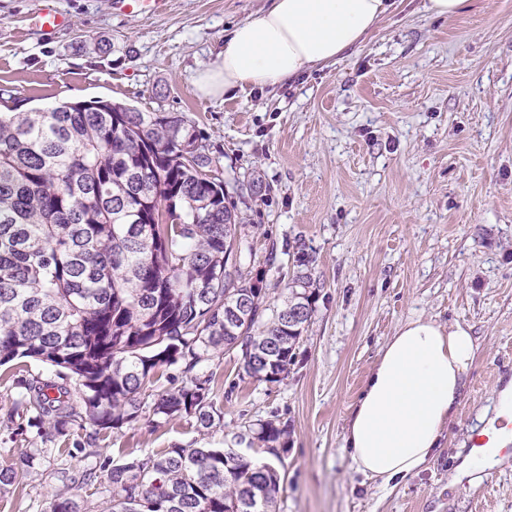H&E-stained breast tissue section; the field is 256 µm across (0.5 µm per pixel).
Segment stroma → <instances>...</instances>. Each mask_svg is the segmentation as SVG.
<instances>
[{
  "mask_svg": "<svg viewBox=\"0 0 512 512\" xmlns=\"http://www.w3.org/2000/svg\"><path fill=\"white\" fill-rule=\"evenodd\" d=\"M42 0H0V112L104 98L193 120L246 227L245 270L277 300L292 255L313 258L315 312L287 378L249 377L240 351L207 361L223 419L143 413L100 436L120 464L176 445L265 458L258 424L288 429L277 512H512V463L450 484L473 433L512 380V0H469L452 19L403 0L336 64L265 90L201 96L194 77L270 0H168L131 17L112 0H57L69 28L46 33ZM107 53L84 52L86 39ZM468 325L470 384L441 449L385 491L348 467V411L389 336L410 319ZM49 478L0 496L43 512Z\"/></svg>",
  "mask_w": 512,
  "mask_h": 512,
  "instance_id": "obj_1",
  "label": "stroma"
}]
</instances>
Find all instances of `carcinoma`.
Instances as JSON below:
<instances>
[{"instance_id":"carcinoma-1","label":"carcinoma","mask_w":512,"mask_h":512,"mask_svg":"<svg viewBox=\"0 0 512 512\" xmlns=\"http://www.w3.org/2000/svg\"><path fill=\"white\" fill-rule=\"evenodd\" d=\"M218 164L179 112L101 98L0 112V367L11 379L0 429L25 443L0 467V494L43 468L56 484L47 512H96L100 494L105 512H276L269 462L176 445L108 469L96 443L147 409L216 426L201 364L226 350L269 383L295 362L314 313L312 259L297 251L267 304L263 279L242 268L243 224ZM176 365L180 384L145 401L150 378ZM74 434L73 447H51ZM257 439L277 459L288 451L273 421Z\"/></svg>"}]
</instances>
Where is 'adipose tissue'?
Listing matches in <instances>:
<instances>
[{
	"mask_svg": "<svg viewBox=\"0 0 512 512\" xmlns=\"http://www.w3.org/2000/svg\"><path fill=\"white\" fill-rule=\"evenodd\" d=\"M401 0H272L238 23L215 65L195 84L208 98L276 87L360 46ZM478 345L468 326L431 320L401 325L383 346L350 408L344 443L350 468L396 486L433 459L454 422Z\"/></svg>",
	"mask_w": 512,
	"mask_h": 512,
	"instance_id": "ef3b65f1",
	"label": "adipose tissue"
}]
</instances>
